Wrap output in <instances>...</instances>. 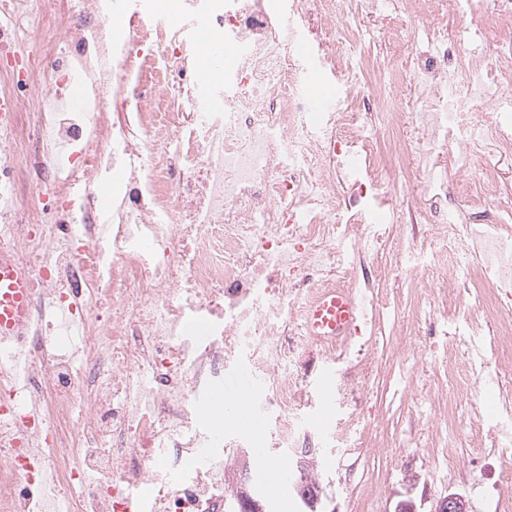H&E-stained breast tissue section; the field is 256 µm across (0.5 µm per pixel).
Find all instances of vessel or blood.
Wrapping results in <instances>:
<instances>
[{
    "mask_svg": "<svg viewBox=\"0 0 512 512\" xmlns=\"http://www.w3.org/2000/svg\"><path fill=\"white\" fill-rule=\"evenodd\" d=\"M196 41L202 51L203 67L198 75L196 96L210 101L212 72L223 71L229 66L230 51L223 39L216 37L205 21L196 24ZM27 273L0 254V341L20 335L26 320L30 298ZM361 303L352 289L339 287L323 294L302 316L306 335L341 338L355 327ZM235 408L247 419L258 418L255 387L250 379H243L235 390ZM256 479L267 493H276L290 484L292 475L284 462L260 459Z\"/></svg>",
    "mask_w": 512,
    "mask_h": 512,
    "instance_id": "1",
    "label": "vessel or blood"
}]
</instances>
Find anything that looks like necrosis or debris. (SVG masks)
<instances>
[{
    "instance_id": "necrosis-or-debris-1",
    "label": "necrosis or debris",
    "mask_w": 512,
    "mask_h": 512,
    "mask_svg": "<svg viewBox=\"0 0 512 512\" xmlns=\"http://www.w3.org/2000/svg\"><path fill=\"white\" fill-rule=\"evenodd\" d=\"M186 25L170 28L157 0H86V19L59 14L64 47L43 46L35 73L17 84L62 96L74 75L86 109L50 108L20 130L29 97L13 100L0 146V243L30 277L25 333L0 344V512H132V490L152 512H235L224 471L226 437L206 433L194 385L249 366L265 395L274 448L329 442L382 448L362 421L316 433L307 375L345 359L334 394L345 399L375 376V337L357 346L300 332L303 310L352 279L340 242L389 240L402 271L434 300L456 273L494 286L484 298L488 373L479 351L443 328L412 352L440 354L443 373L424 388L433 447L457 459L448 424L461 396L503 392L512 381V199L497 166L457 179L466 209L448 206L446 176L406 174L419 202L441 222L393 238L398 218L381 181L390 161L467 155L472 130L490 120L512 160V113L496 89L512 84V0H180ZM376 15L392 40L386 62L354 52L362 15ZM463 15L494 45L491 59L462 57L448 19ZM204 19L238 47L214 103L196 101L202 66L189 30ZM422 22L426 49L407 20ZM303 38L316 52L298 57ZM342 76L346 92L320 123L310 115L315 71ZM418 97L401 96L405 87ZM413 137L397 136L406 112ZM81 163L111 182L112 203L71 191ZM49 171L51 190L19 207L17 170ZM205 326L206 338L194 337Z\"/></svg>"
}]
</instances>
